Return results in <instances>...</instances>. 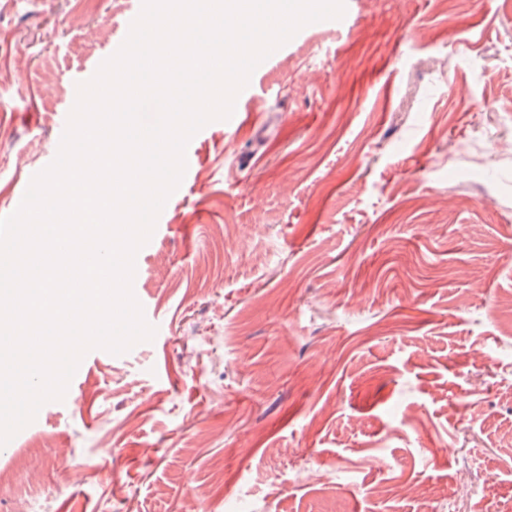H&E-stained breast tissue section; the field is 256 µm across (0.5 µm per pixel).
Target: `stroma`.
Masks as SVG:
<instances>
[{"label":"stroma","mask_w":512,"mask_h":512,"mask_svg":"<svg viewBox=\"0 0 512 512\" xmlns=\"http://www.w3.org/2000/svg\"><path fill=\"white\" fill-rule=\"evenodd\" d=\"M137 5L0 0V216ZM345 8L193 136L154 338L0 448V512H512V0Z\"/></svg>","instance_id":"stroma-1"}]
</instances>
